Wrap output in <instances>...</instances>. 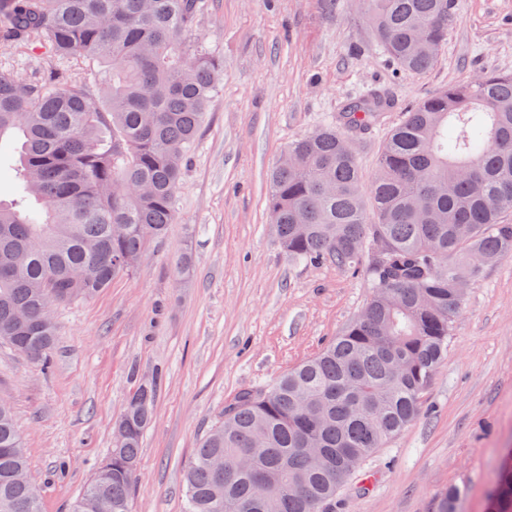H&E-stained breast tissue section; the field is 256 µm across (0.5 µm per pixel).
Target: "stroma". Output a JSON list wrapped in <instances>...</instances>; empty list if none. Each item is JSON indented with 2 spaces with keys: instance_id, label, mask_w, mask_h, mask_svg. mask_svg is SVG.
<instances>
[{
  "instance_id": "1",
  "label": "stroma",
  "mask_w": 512,
  "mask_h": 512,
  "mask_svg": "<svg viewBox=\"0 0 512 512\" xmlns=\"http://www.w3.org/2000/svg\"><path fill=\"white\" fill-rule=\"evenodd\" d=\"M224 69L185 167L176 217L138 269L58 310L49 367L0 342V400L15 415L43 512H69L108 456L115 424L157 383L132 512H182L202 436L244 388L267 386L361 311L364 284L330 263L289 262L266 212L271 169L351 97L385 88L402 112L488 70L512 72V0H459L434 66L399 72L363 0H211L189 34ZM195 260L191 277L176 268ZM512 453V257L461 311L419 418L365 460L329 512H488Z\"/></svg>"
}]
</instances>
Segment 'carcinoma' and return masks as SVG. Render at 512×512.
<instances>
[{
  "instance_id": "obj_1",
  "label": "carcinoma",
  "mask_w": 512,
  "mask_h": 512,
  "mask_svg": "<svg viewBox=\"0 0 512 512\" xmlns=\"http://www.w3.org/2000/svg\"><path fill=\"white\" fill-rule=\"evenodd\" d=\"M408 73L433 67L458 0H364ZM207 0H0V51L53 60L37 77L0 66V340L49 363L56 308L135 271L175 218L177 188L222 62L187 41ZM103 64L93 94L72 63ZM370 91L288 144L266 208L295 263L360 278V315L316 355L224 408L184 473L183 512H324L376 449L415 422L482 269L512 254V73L451 84L402 113L364 191L349 139L381 126ZM157 384L138 388L71 512H132ZM11 407L0 402V512H41ZM492 512H512V464Z\"/></svg>"
}]
</instances>
